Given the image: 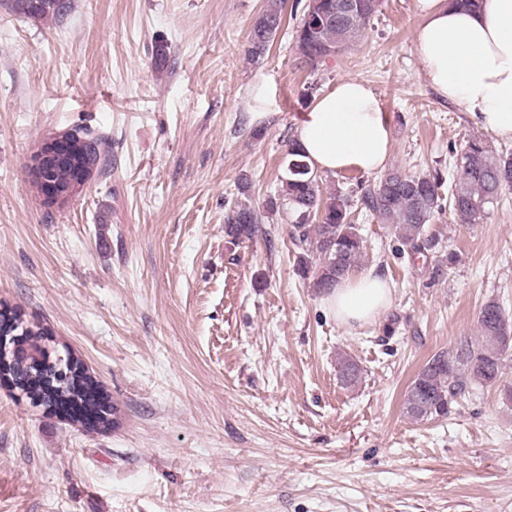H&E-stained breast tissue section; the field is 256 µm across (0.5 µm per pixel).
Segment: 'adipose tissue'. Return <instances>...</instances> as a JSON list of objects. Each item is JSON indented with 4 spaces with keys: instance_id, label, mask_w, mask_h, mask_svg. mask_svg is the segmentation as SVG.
<instances>
[{
    "instance_id": "1",
    "label": "adipose tissue",
    "mask_w": 512,
    "mask_h": 512,
    "mask_svg": "<svg viewBox=\"0 0 512 512\" xmlns=\"http://www.w3.org/2000/svg\"><path fill=\"white\" fill-rule=\"evenodd\" d=\"M423 23L417 51L429 85L460 105L477 125L512 140V0H417ZM297 149L322 175L382 171L392 147L391 126L366 83L340 80L319 96L294 133ZM325 301L345 325L369 322L392 301L386 279L370 273L342 281Z\"/></svg>"
}]
</instances>
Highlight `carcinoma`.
I'll return each mask as SVG.
<instances>
[{"instance_id": "1", "label": "carcinoma", "mask_w": 512, "mask_h": 512, "mask_svg": "<svg viewBox=\"0 0 512 512\" xmlns=\"http://www.w3.org/2000/svg\"><path fill=\"white\" fill-rule=\"evenodd\" d=\"M10 11L35 22L48 23L71 12L73 0H10ZM286 0H265L263 10L251 24L246 49L247 60L258 64L264 59L285 17ZM381 0H320L324 20L316 25L300 21L296 41L308 55L321 64L341 54L359 40L370 19L379 11ZM70 164L55 165L45 176L30 182L42 195L49 185L74 184L82 169L98 170L108 164L106 140L83 128L68 131ZM284 206L291 217L292 239L299 249L298 275L322 291H329L348 278L358 267L364 250L359 227L350 221V198L336 192L323 193L319 176L301 158L295 143L288 145V164L282 180ZM439 173L407 174L392 171L361 191L358 204L385 224L395 225L402 246L414 253L435 255L430 279L438 282L454 265L453 254H436L438 241L426 234V226L441 208ZM512 187V152H495L480 138L468 141L455 164L448 188V207L464 224H475L497 202L502 191ZM242 198L236 200L225 217V232L238 240L253 239L258 232L259 216L248 195V183L239 187ZM480 338L463 341L467 359L448 361V353L435 354L411 382L405 399L410 419L428 421L443 418L457 398L476 386L497 382L512 354V318L495 300L487 301L478 315ZM40 336L16 309L0 304V336L13 331ZM75 358L68 351L57 353L50 361L32 356L17 359L0 350V376L12 380L13 387L35 406L46 409L69 404L81 394L97 388L83 371L71 372ZM343 383L358 382L357 367L349 358L338 361Z\"/></svg>"}]
</instances>
